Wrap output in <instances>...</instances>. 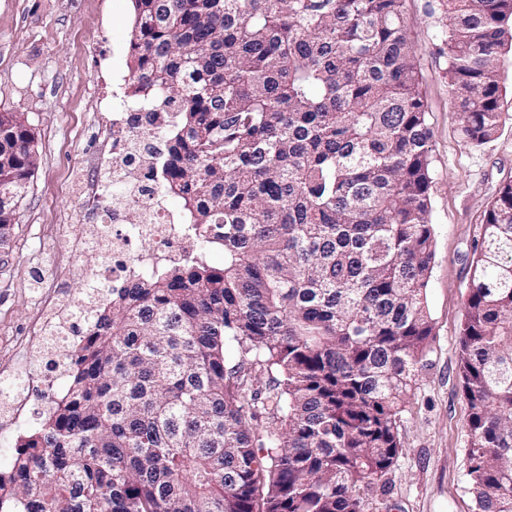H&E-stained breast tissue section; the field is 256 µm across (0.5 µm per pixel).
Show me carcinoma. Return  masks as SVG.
Here are the masks:
<instances>
[{"mask_svg": "<svg viewBox=\"0 0 512 512\" xmlns=\"http://www.w3.org/2000/svg\"><path fill=\"white\" fill-rule=\"evenodd\" d=\"M128 97L163 109L188 254L106 289L0 512H365L434 336L430 130L404 0H133ZM512 0H448L464 143L492 140ZM0 113V256L37 167ZM220 249L224 262L210 253ZM460 329L477 512H512V181Z\"/></svg>", "mask_w": 512, "mask_h": 512, "instance_id": "obj_1", "label": "carcinoma"}]
</instances>
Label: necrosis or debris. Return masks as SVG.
<instances>
[{
  "label": "necrosis or debris",
  "mask_w": 512,
  "mask_h": 512,
  "mask_svg": "<svg viewBox=\"0 0 512 512\" xmlns=\"http://www.w3.org/2000/svg\"><path fill=\"white\" fill-rule=\"evenodd\" d=\"M144 119V111L134 102L125 100L114 106L115 149L110 178L86 190L87 196L100 204L111 195L113 182H120L123 188L121 206L103 211L102 224L94 239L103 262L100 268L89 271L87 277L101 287L110 280L127 279L136 270L177 259L190 247L183 227L171 221L158 188L157 157L162 150L159 132H152L143 141L127 134L128 126ZM130 206L141 211L142 223H125Z\"/></svg>",
  "instance_id": "4bbe7bcc"
}]
</instances>
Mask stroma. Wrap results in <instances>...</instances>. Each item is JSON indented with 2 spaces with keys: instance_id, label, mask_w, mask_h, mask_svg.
<instances>
[{
  "instance_id": "obj_1",
  "label": "stroma",
  "mask_w": 512,
  "mask_h": 512,
  "mask_svg": "<svg viewBox=\"0 0 512 512\" xmlns=\"http://www.w3.org/2000/svg\"><path fill=\"white\" fill-rule=\"evenodd\" d=\"M447 9L448 0L404 2L431 130L435 260L427 302L434 337L402 414L404 447L385 490L369 493L365 512H475L459 338L484 212L512 180V44L502 51L506 122L487 144L468 146L448 94ZM133 14L132 0H0V112L25 117L38 154L0 267V372L19 361L41 375V351L29 338L43 315L42 291L50 289L57 302L80 299V269L97 262L75 246L95 224L96 207L83 192L112 161V115L101 98L127 86ZM38 269L46 277L42 289Z\"/></svg>"
}]
</instances>
